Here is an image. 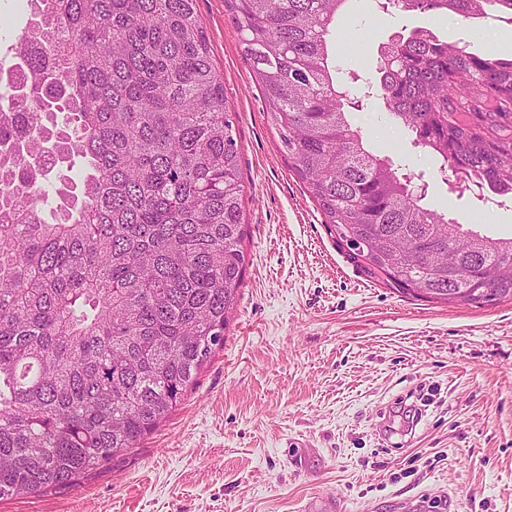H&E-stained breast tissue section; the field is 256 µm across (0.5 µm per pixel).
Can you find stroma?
<instances>
[{"mask_svg": "<svg viewBox=\"0 0 512 512\" xmlns=\"http://www.w3.org/2000/svg\"><path fill=\"white\" fill-rule=\"evenodd\" d=\"M196 9L236 114L248 224L224 345L140 447L0 512H512V301L421 300L358 268L289 169L224 0ZM418 27L512 56L484 20L456 32L352 0L336 63L373 76L382 43ZM354 120L370 144L397 142L426 207L473 223L485 200L458 194L382 100Z\"/></svg>", "mask_w": 512, "mask_h": 512, "instance_id": "1", "label": "stroma"}]
</instances>
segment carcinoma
Masks as SVG:
<instances>
[{"label": "carcinoma", "instance_id": "obj_1", "mask_svg": "<svg viewBox=\"0 0 512 512\" xmlns=\"http://www.w3.org/2000/svg\"><path fill=\"white\" fill-rule=\"evenodd\" d=\"M0 111V498L139 447L224 346L244 181L196 0H29ZM283 152L364 272L420 299L512 301V238L414 198L348 119L330 36L348 0H225ZM465 19L512 0H383ZM376 95L472 183L512 193V58L423 28L381 47Z\"/></svg>", "mask_w": 512, "mask_h": 512}]
</instances>
